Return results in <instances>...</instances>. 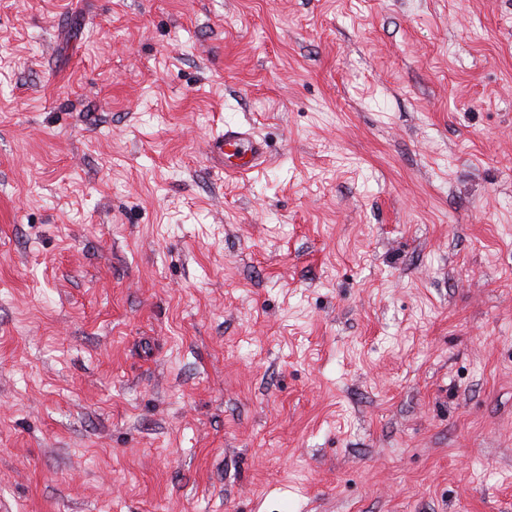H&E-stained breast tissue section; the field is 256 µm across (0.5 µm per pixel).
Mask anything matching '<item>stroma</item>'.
<instances>
[{
	"mask_svg": "<svg viewBox=\"0 0 512 512\" xmlns=\"http://www.w3.org/2000/svg\"><path fill=\"white\" fill-rule=\"evenodd\" d=\"M0 512H512V0H0ZM210 150L224 160V173L246 176L253 172L265 157L264 143L250 128L224 125V133L210 143Z\"/></svg>",
	"mask_w": 512,
	"mask_h": 512,
	"instance_id": "obj_1",
	"label": "stroma"
}]
</instances>
